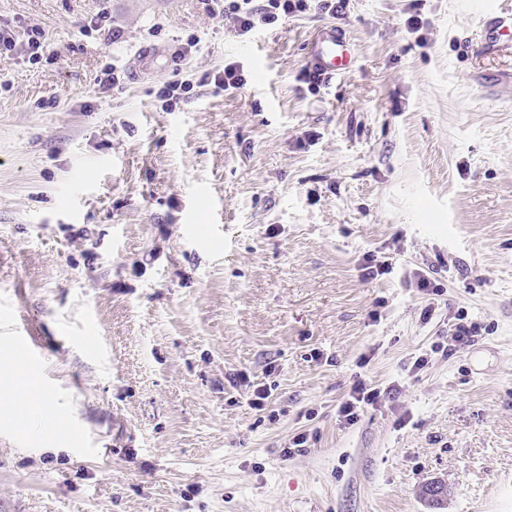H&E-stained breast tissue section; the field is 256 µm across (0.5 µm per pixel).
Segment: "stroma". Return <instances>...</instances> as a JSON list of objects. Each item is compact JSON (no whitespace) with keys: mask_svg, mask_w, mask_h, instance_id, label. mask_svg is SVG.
<instances>
[{"mask_svg":"<svg viewBox=\"0 0 512 512\" xmlns=\"http://www.w3.org/2000/svg\"><path fill=\"white\" fill-rule=\"evenodd\" d=\"M331 22L0 0V368L26 326L71 427L0 420V512H431V481L442 512H512V56L465 53L470 0H349L354 66L314 88ZM149 45L179 64L135 75ZM228 60L245 89L199 85ZM169 79L194 84L172 112ZM368 253L389 273L362 280ZM418 269L445 287L427 322ZM457 314L481 331L447 356ZM359 377L399 391L341 423Z\"/></svg>","mask_w":512,"mask_h":512,"instance_id":"obj_1","label":"stroma"}]
</instances>
